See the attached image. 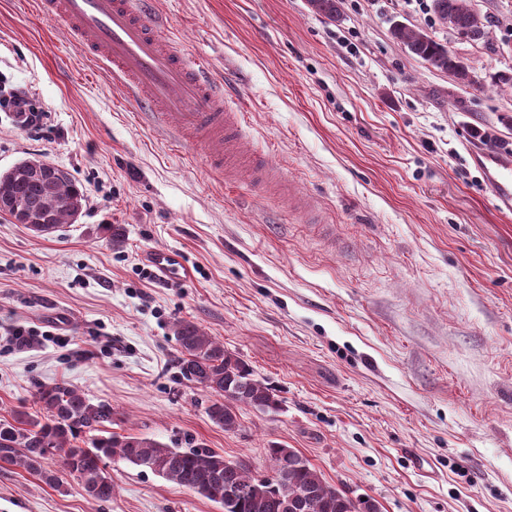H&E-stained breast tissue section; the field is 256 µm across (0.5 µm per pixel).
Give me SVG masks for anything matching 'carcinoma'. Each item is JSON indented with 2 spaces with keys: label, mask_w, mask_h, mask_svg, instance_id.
<instances>
[{
  "label": "carcinoma",
  "mask_w": 512,
  "mask_h": 512,
  "mask_svg": "<svg viewBox=\"0 0 512 512\" xmlns=\"http://www.w3.org/2000/svg\"><path fill=\"white\" fill-rule=\"evenodd\" d=\"M315 12L334 21L340 16V0H308ZM430 10L436 19L468 42L487 39L483 18L472 12L469 0H432ZM391 36L428 66L470 81L468 66L448 45L435 40L419 27L394 26ZM42 160L25 159L26 173L0 175V196H8L40 212L52 227L72 220V207L85 201L84 191L70 174L55 181L42 172ZM181 348L180 374L213 396L208 407L210 419L226 431L239 427L236 409L251 406L262 412H275L282 401L253 370L224 344L207 335L196 324L180 320L175 324ZM39 410L31 413L22 406L12 420L0 421V463L56 483L44 469L50 458L77 475L90 499H112V479L107 461L116 457L137 467L148 459L163 462L158 475L224 508V512H379L372 500L354 501L328 484L322 474L298 451L273 444L267 448L273 463V482L256 479L242 460H227L202 444L170 448L137 435L112 433V405L94 403L66 383L42 384L34 394ZM84 448L75 452L77 440ZM233 490L232 501L225 498Z\"/></svg>",
  "instance_id": "1"
}]
</instances>
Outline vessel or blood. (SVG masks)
I'll list each match as a JSON object with an SVG mask.
<instances>
[{"mask_svg":"<svg viewBox=\"0 0 512 512\" xmlns=\"http://www.w3.org/2000/svg\"><path fill=\"white\" fill-rule=\"evenodd\" d=\"M146 0H37L40 12L63 25L80 52L118 79L158 125L180 141L199 148L225 181L237 182L249 158L241 150L243 118L223 92L187 59L173 41L164 40ZM472 158L484 172L494 205L512 214V155L488 145ZM268 196L282 199L308 221L316 214L308 196L297 194L277 171L265 180ZM150 264L163 277L182 269L176 251L157 249Z\"/></svg>","mask_w":512,"mask_h":512,"instance_id":"vessel-or-blood-1","label":"vessel or blood"}]
</instances>
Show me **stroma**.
Segmentation results:
<instances>
[{"mask_svg":"<svg viewBox=\"0 0 512 512\" xmlns=\"http://www.w3.org/2000/svg\"><path fill=\"white\" fill-rule=\"evenodd\" d=\"M471 4L486 42L415 0H342L336 22L307 0H151L161 34L245 106L244 150L281 166L321 227L225 186L34 0H0V76L49 112L36 139L0 112V173L39 157L86 195L47 235L0 214V420L65 382L112 404L113 432L201 442L256 474L277 442L381 512H512V215L468 151L474 126L512 142V87L492 82L512 76V0ZM397 22L450 46L469 82L393 41ZM155 249L186 276L144 278ZM180 320L247 361L283 411L214 424L210 394L180 376ZM20 326L42 335L15 346ZM47 469L58 485L0 463V512H223L119 459L103 503Z\"/></svg>","mask_w":512,"mask_h":512,"instance_id":"obj_1","label":"stroma"}]
</instances>
